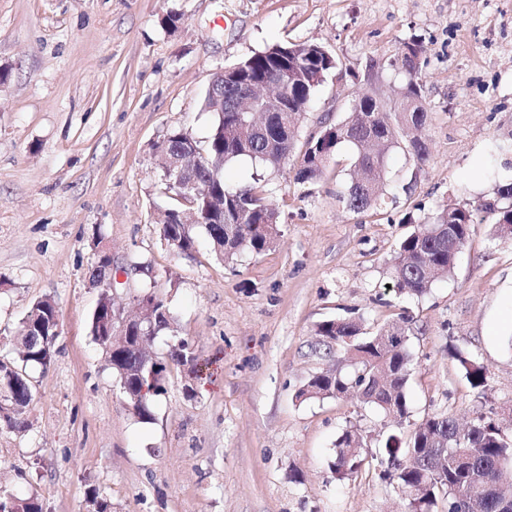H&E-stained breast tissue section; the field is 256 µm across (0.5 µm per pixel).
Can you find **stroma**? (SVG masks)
I'll return each mask as SVG.
<instances>
[{
  "label": "stroma",
  "mask_w": 512,
  "mask_h": 512,
  "mask_svg": "<svg viewBox=\"0 0 512 512\" xmlns=\"http://www.w3.org/2000/svg\"><path fill=\"white\" fill-rule=\"evenodd\" d=\"M177 16L176 27L166 19ZM425 52L419 83L430 156L388 159L380 204L350 211L343 196L352 150L300 182L298 156L278 168L247 158L227 184L261 185L279 213L277 246L216 260L207 238L177 256L157 216L172 200L158 146L176 129L206 140L203 100L214 73L274 44L322 43L338 60L317 90L298 142L343 120L403 73H369L409 39ZM512 180V0H0V357L30 306L49 297L60 335L46 372L33 374L27 430L0 425V489L36 495L43 512H409L378 445L423 419L460 424L493 414L512 433V238L490 221L471 228L455 268L421 297L392 288L400 242L442 206L477 208ZM112 255V294L124 314L145 293L162 298L173 338L209 360L196 379L169 365L167 391L138 420L90 334L99 290L89 270ZM148 264L155 280L134 274ZM411 321L408 414L395 425L355 394L302 401L315 373L344 359L316 353L329 319H362L374 333ZM487 370L484 398L457 353ZM355 430L363 465L330 468Z\"/></svg>",
  "instance_id": "stroma-1"
}]
</instances>
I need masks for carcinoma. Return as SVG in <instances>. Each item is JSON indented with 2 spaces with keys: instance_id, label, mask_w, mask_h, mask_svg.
<instances>
[{
  "instance_id": "carcinoma-1",
  "label": "carcinoma",
  "mask_w": 512,
  "mask_h": 512,
  "mask_svg": "<svg viewBox=\"0 0 512 512\" xmlns=\"http://www.w3.org/2000/svg\"><path fill=\"white\" fill-rule=\"evenodd\" d=\"M281 48L280 44L272 45L240 61L241 68L254 77L260 75L275 81L277 76L283 75L293 79L288 104L296 111L274 113L268 135L244 131L248 116L237 111V101L247 92L235 86L225 90L222 110L210 96H205V110L215 114L205 146H199L194 137L182 129L171 132L163 141L173 152L194 146L206 154L210 163L198 171L200 180L224 190V211H212L211 201L199 196L188 204L202 223L161 225L163 238L179 242L181 255L185 257L196 250L200 230L207 234L216 257L224 261L233 259L241 250L261 254L277 244V211L253 185L226 188L225 165L246 156L266 167L280 166L285 154L294 149L298 124L305 118L317 88L324 82L323 76L338 66L336 57L320 44L291 43L286 55ZM408 49L413 57L405 54L401 57L408 80L394 104L387 106L379 98L368 95L360 102V115L325 127L324 137L306 143L297 173V179L303 182L320 177L341 144L355 147L346 194V204L355 212L376 205L385 178L386 158L396 147L404 146L419 161L428 159L427 147L418 135L426 122L425 107L419 105L411 112L400 111L405 104L422 99L417 74L424 48L413 41L403 45V50ZM497 195L502 204L488 203L484 211L495 225L496 234L501 236L512 228V182L498 185ZM474 223L475 209L448 203L426 231L403 239L393 266L397 291L421 296L436 282L447 278ZM56 317V305L51 298L33 303L16 336L15 357L0 362L1 369L11 366L22 379L13 396L21 414L25 413L28 392L32 388L28 370L45 371L53 362L55 350H50L47 358L42 356L41 342L43 329ZM406 322L405 318L403 324L391 330L383 328L371 336L364 335L362 322L356 320H328L318 324L315 335L330 337L343 347L350 355L352 371L325 369L311 377L298 396L338 398L354 391L363 402L404 417L411 361ZM103 354L108 367L123 384L124 396L133 405L139 420H153L149 398L166 392V363L158 359L144 360L133 341L110 352L105 350ZM170 357L177 365L190 366L198 377L208 367V362L188 351L187 343L182 340L171 348ZM457 360L471 387L483 394L485 368L468 356L460 355ZM362 449L360 435L355 431L345 432L336 446L330 468L340 478L352 476L362 465ZM380 453L387 463V479L396 483L403 493L418 492L409 502L411 512H437L442 496L446 512H501V504L512 501V492L501 485L502 470L512 466V436H508L495 419L483 413L472 420L462 436L457 435L456 421L452 417L430 416L415 427L405 442L395 434L389 435L381 443ZM0 508L11 512H42L35 495L26 497L19 505L0 503Z\"/></svg>"
}]
</instances>
